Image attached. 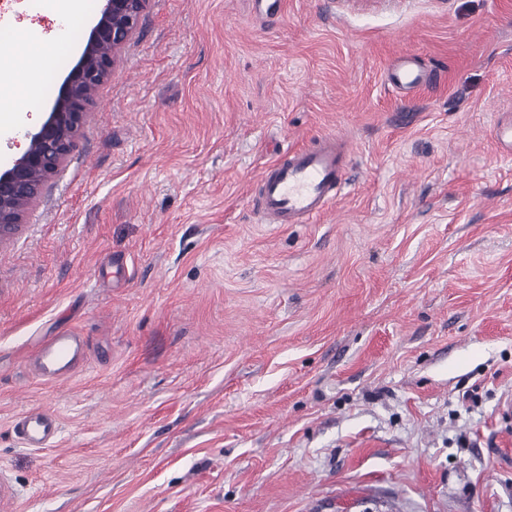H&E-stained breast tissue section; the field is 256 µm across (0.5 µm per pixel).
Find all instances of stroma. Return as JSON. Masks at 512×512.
<instances>
[{
    "label": "stroma",
    "instance_id": "stroma-1",
    "mask_svg": "<svg viewBox=\"0 0 512 512\" xmlns=\"http://www.w3.org/2000/svg\"><path fill=\"white\" fill-rule=\"evenodd\" d=\"M404 54L441 80L393 91ZM120 56L0 247V512H512V0H150ZM327 133L347 186L262 223L264 167ZM69 329L84 366L38 380ZM37 407L52 447L13 432ZM85 355L83 337L65 330L42 342L33 352L32 361L42 379L58 382L75 376ZM17 437L27 448H48L58 435V419L54 413L41 409H29L19 414L13 424Z\"/></svg>",
    "mask_w": 512,
    "mask_h": 512
}]
</instances>
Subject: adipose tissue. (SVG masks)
<instances>
[{"label":"adipose tissue","instance_id":"adipose-tissue-1","mask_svg":"<svg viewBox=\"0 0 512 512\" xmlns=\"http://www.w3.org/2000/svg\"><path fill=\"white\" fill-rule=\"evenodd\" d=\"M57 14L63 24L53 40L18 30L7 55L8 62L0 66V129L28 122L27 111L18 110L17 100L36 104L40 99L43 70L52 55L68 46L67 24L80 18L84 0H55Z\"/></svg>","mask_w":512,"mask_h":512}]
</instances>
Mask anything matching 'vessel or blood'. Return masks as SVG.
<instances>
[{"label":"vessel or blood","instance_id":"b4317fda","mask_svg":"<svg viewBox=\"0 0 512 512\" xmlns=\"http://www.w3.org/2000/svg\"><path fill=\"white\" fill-rule=\"evenodd\" d=\"M435 80V74L421 69L410 55L398 57L388 75L392 89L406 93ZM349 161L347 141L335 134L320 137L308 148L286 150L262 171L256 210L269 224L311 223L340 194ZM85 355L83 337L65 330L42 342L32 361L42 379L58 382L75 376ZM13 428L23 446L48 448L59 424L54 413L34 408L19 414Z\"/></svg>","mask_w":512,"mask_h":512}]
</instances>
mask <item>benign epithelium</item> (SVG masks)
<instances>
[{"label":"benign epithelium","instance_id":"benign-epithelium-1","mask_svg":"<svg viewBox=\"0 0 512 512\" xmlns=\"http://www.w3.org/2000/svg\"><path fill=\"white\" fill-rule=\"evenodd\" d=\"M150 0H106L79 62L65 79L23 155L0 171V244L17 232L48 182L76 147L100 85L112 75L119 51L136 33Z\"/></svg>","mask_w":512,"mask_h":512}]
</instances>
